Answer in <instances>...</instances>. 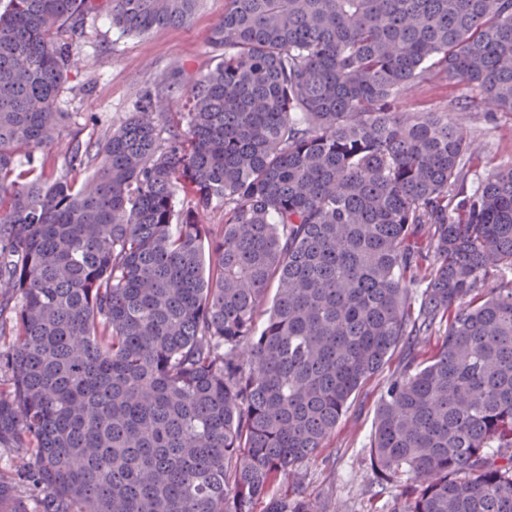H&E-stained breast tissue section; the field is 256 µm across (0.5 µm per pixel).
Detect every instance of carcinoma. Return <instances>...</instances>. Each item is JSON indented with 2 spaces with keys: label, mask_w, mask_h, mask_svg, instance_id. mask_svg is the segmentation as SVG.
Listing matches in <instances>:
<instances>
[{
  "label": "carcinoma",
  "mask_w": 512,
  "mask_h": 512,
  "mask_svg": "<svg viewBox=\"0 0 512 512\" xmlns=\"http://www.w3.org/2000/svg\"><path fill=\"white\" fill-rule=\"evenodd\" d=\"M96 2L0 11V512H313L275 484L443 322L378 404L372 465L409 481L389 512H512V286L485 287L512 268V165L468 189L467 132L398 106L465 83L512 112V0H227L184 124L145 92L71 136L79 184L37 154ZM199 3L103 7L143 35Z\"/></svg>",
  "instance_id": "1"
}]
</instances>
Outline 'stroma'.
<instances>
[{
  "label": "stroma",
  "instance_id": "stroma-1",
  "mask_svg": "<svg viewBox=\"0 0 512 512\" xmlns=\"http://www.w3.org/2000/svg\"><path fill=\"white\" fill-rule=\"evenodd\" d=\"M226 0H201L189 24L168 26L144 35L113 28L106 12L89 14L84 34L74 42V67L57 99V109L70 113V131L82 140H98L132 112L144 90L158 96L155 124L187 109L189 82L214 67L209 43L222 19ZM178 91H168L170 83ZM404 112H444L481 146L471 166L468 187H476L492 169L512 164V112L486 111L479 90L460 84L448 88L422 84L400 100ZM432 342L401 344L384 366L353 395L335 434L299 469L298 480L279 482L275 490H296L314 502L317 512H387L405 482L382 481L371 465L370 444L381 394L408 356L426 358Z\"/></svg>",
  "mask_w": 512,
  "mask_h": 512
}]
</instances>
